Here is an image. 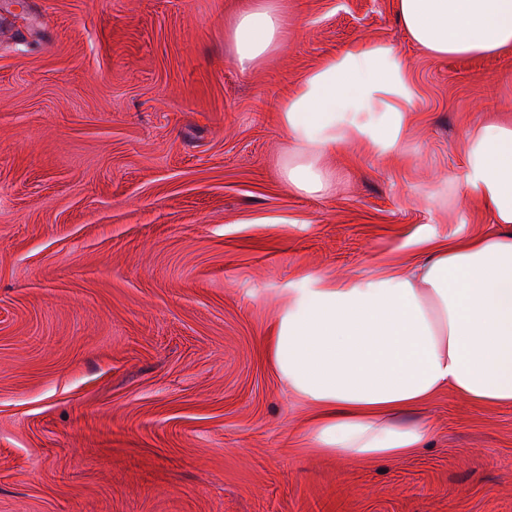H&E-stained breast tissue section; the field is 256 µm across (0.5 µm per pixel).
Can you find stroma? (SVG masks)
I'll return each instance as SVG.
<instances>
[{"instance_id":"1","label":"stroma","mask_w":512,"mask_h":512,"mask_svg":"<svg viewBox=\"0 0 512 512\" xmlns=\"http://www.w3.org/2000/svg\"><path fill=\"white\" fill-rule=\"evenodd\" d=\"M248 0H0V512H512V409L443 391L400 459L308 451L266 343L291 289L493 231L469 128L512 120V52L437 60L395 0H279L280 51L236 67ZM404 54L398 151L282 179L277 106L359 40Z\"/></svg>"}]
</instances>
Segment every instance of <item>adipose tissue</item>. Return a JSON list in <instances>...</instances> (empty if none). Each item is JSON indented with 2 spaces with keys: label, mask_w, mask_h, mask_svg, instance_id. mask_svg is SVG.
<instances>
[{
  "label": "adipose tissue",
  "mask_w": 512,
  "mask_h": 512,
  "mask_svg": "<svg viewBox=\"0 0 512 512\" xmlns=\"http://www.w3.org/2000/svg\"><path fill=\"white\" fill-rule=\"evenodd\" d=\"M411 41L437 59L512 50V0H396ZM277 0H249L224 24L247 72L285 41ZM416 97L403 53L362 41L327 56L277 107L288 144L281 168L293 191L322 196L337 147L397 148ZM464 187L495 232L431 245L395 271L292 289L268 343L289 391L311 403L315 451L340 461L413 455L430 424L414 414L441 391L512 408V123L475 125Z\"/></svg>",
  "instance_id": "ef3b65f1"
}]
</instances>
